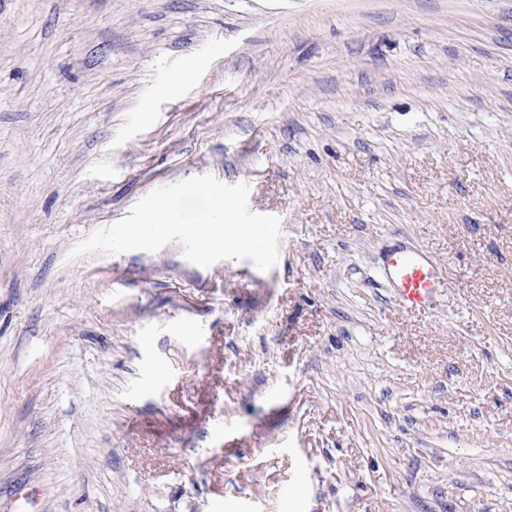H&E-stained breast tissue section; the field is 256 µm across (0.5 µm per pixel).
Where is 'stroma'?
<instances>
[{"instance_id":"1","label":"stroma","mask_w":512,"mask_h":512,"mask_svg":"<svg viewBox=\"0 0 512 512\" xmlns=\"http://www.w3.org/2000/svg\"><path fill=\"white\" fill-rule=\"evenodd\" d=\"M205 174L280 218L273 269L70 258ZM31 489L512 512V0H0V512ZM383 276L401 305L410 311H425L444 275L438 262L418 247L397 245L383 258Z\"/></svg>"}]
</instances>
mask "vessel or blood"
Segmentation results:
<instances>
[{
  "label": "vessel or blood",
  "mask_w": 512,
  "mask_h": 512,
  "mask_svg": "<svg viewBox=\"0 0 512 512\" xmlns=\"http://www.w3.org/2000/svg\"><path fill=\"white\" fill-rule=\"evenodd\" d=\"M383 276L401 305L410 311H423L443 283L438 262L418 247L398 245L383 258Z\"/></svg>",
  "instance_id": "b4317fda"
}]
</instances>
